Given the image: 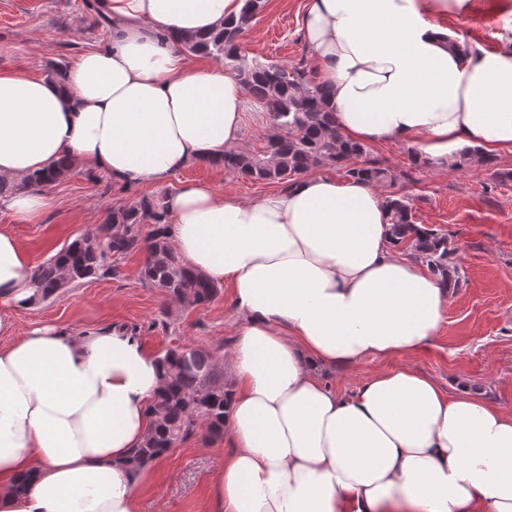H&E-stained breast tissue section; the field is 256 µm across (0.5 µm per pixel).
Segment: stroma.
I'll return each instance as SVG.
<instances>
[{
	"label": "stroma",
	"mask_w": 512,
	"mask_h": 512,
	"mask_svg": "<svg viewBox=\"0 0 512 512\" xmlns=\"http://www.w3.org/2000/svg\"><path fill=\"white\" fill-rule=\"evenodd\" d=\"M304 5L305 0H267L244 35L249 57L312 69L300 31ZM447 25L465 45L512 49V18L497 14L493 0H473L464 18L448 19ZM109 34L87 0H0V71L48 76L53 64H71L86 49L104 46ZM365 151L367 160L396 176L380 195L408 196L417 223L448 235L457 249L460 283L430 344L406 356L322 368L319 377L347 397L373 373L406 365L435 380L448 395L466 388L512 408V157L459 168L419 162L415 148L401 141L369 145ZM187 180L210 182L244 200L277 189L196 164L159 184L124 187L80 164L67 179L48 186L53 205L39 222L16 225L15 232L38 265L67 241L103 224L113 208L173 193ZM142 264L141 254L127 255L117 259L116 274L29 304L15 316L17 332L53 325L81 334L126 325L137 327L156 354L176 346L228 354L238 319L228 291L219 289L204 305L184 306L146 283ZM223 459V438L198 426L156 460L157 477L141 498V512H205L207 486Z\"/></svg>",
	"instance_id": "35a3bbf8"
}]
</instances>
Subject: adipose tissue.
<instances>
[{"instance_id": "ef3b65f1", "label": "adipose tissue", "mask_w": 512, "mask_h": 512, "mask_svg": "<svg viewBox=\"0 0 512 512\" xmlns=\"http://www.w3.org/2000/svg\"><path fill=\"white\" fill-rule=\"evenodd\" d=\"M242 5L98 0L111 37L64 82L0 72V177L69 156L139 186L240 146L258 105L177 37L216 29ZM471 6L308 0L303 37L343 139L405 141L442 165L472 146L512 156V49L459 50L441 24ZM51 202L12 197L0 224V512H140L156 471L127 461L153 428L157 357L118 330L14 334L36 291L14 227ZM166 206L175 251L230 288L241 315L209 512H512V409L448 396L407 366L349 398L316 376L419 351L450 298L419 258L397 253L373 186L310 176L248 201L191 181Z\"/></svg>"}]
</instances>
